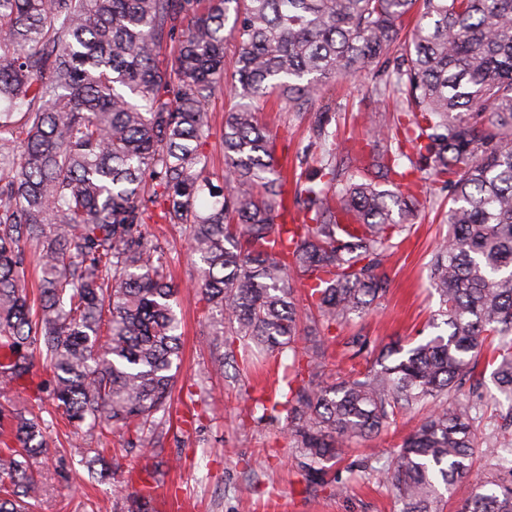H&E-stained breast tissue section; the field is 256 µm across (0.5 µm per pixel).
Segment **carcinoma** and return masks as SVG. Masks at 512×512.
Returning <instances> with one entry per match:
<instances>
[{
  "label": "carcinoma",
  "mask_w": 512,
  "mask_h": 512,
  "mask_svg": "<svg viewBox=\"0 0 512 512\" xmlns=\"http://www.w3.org/2000/svg\"><path fill=\"white\" fill-rule=\"evenodd\" d=\"M372 66L376 92L404 96L405 137L369 118L359 175L343 180L336 139L320 132L318 166L288 199L255 105L299 108L337 77L360 88ZM218 90L229 108L215 178L203 147ZM426 183L450 190L428 273L430 328L446 333L320 379L318 353L298 351L297 288L328 331L362 315L386 293L384 264L426 207ZM301 202L300 223H276ZM151 223L189 230L198 294L219 316L214 370L292 353V376L254 408L260 422L285 417L309 481L340 484L329 463L419 406L421 424L376 470L401 512H437L439 485L468 478L477 458L497 476L461 512H512V422L477 433L482 395L462 392L483 358L512 402V0H0V386L38 358L56 414L118 428L143 453L170 420L181 350L178 288ZM0 420L15 440L0 450V512H30L52 452L44 422L4 409ZM150 503L134 495L112 512Z\"/></svg>",
  "instance_id": "cac0c4a2"
}]
</instances>
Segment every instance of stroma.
Masks as SVG:
<instances>
[{"mask_svg":"<svg viewBox=\"0 0 512 512\" xmlns=\"http://www.w3.org/2000/svg\"><path fill=\"white\" fill-rule=\"evenodd\" d=\"M395 110V98L357 90L350 81L340 79L332 83L325 97L298 111L281 109L273 102L261 105L258 122L276 132L277 157L287 158L289 166L311 169L316 160L306 147L318 119L328 118L337 140L347 145L336 157L338 167L345 168L364 144L366 119ZM428 195L422 218L385 264V297L363 317L322 333L326 361L318 372L324 380H334L350 367L364 366V357L346 355L348 337L366 336L380 348L397 341L415 344L438 309L439 298L429 287L427 265L447 231L438 216L448 207L449 192L432 186ZM149 230L164 246L180 287L177 313L182 319V354L173 408H193L201 411L202 418L189 433L179 422H171L155 453L128 451L119 434L88 437L57 423L49 390L36 388L37 383L48 381L49 373L42 364H35L31 380L0 392V406L22 411L37 408L46 439L56 450L41 464L44 495L38 512H106L111 503L136 494L139 483L130 481L134 474L139 482L167 485L170 493L182 497L184 512H399L390 490L375 475L347 470L342 463L336 469L346 486L344 493L310 486L291 458L285 421H252L253 397L272 394L281 369L272 363L229 364L223 372H210V314L192 286L198 266L187 254L186 232L182 226L170 224H153ZM419 419L418 411L408 412L395 427L368 439L367 447L374 450L371 465L383 467L391 450L401 445ZM87 448L105 451L95 467L85 463L83 451Z\"/></svg>","mask_w":512,"mask_h":512,"instance_id":"stroma-1","label":"stroma"}]
</instances>
